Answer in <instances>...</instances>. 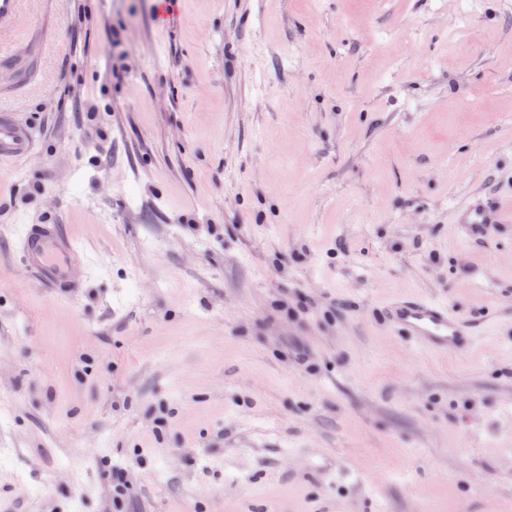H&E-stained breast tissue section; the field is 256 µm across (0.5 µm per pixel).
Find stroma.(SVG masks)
Masks as SVG:
<instances>
[{
    "label": "stroma",
    "mask_w": 512,
    "mask_h": 512,
    "mask_svg": "<svg viewBox=\"0 0 512 512\" xmlns=\"http://www.w3.org/2000/svg\"><path fill=\"white\" fill-rule=\"evenodd\" d=\"M1 90L10 512H512V0H44ZM34 147L30 129L19 122L12 108L0 103V164L29 155ZM506 223H512V203L507 212L499 203L476 199L453 211V224H458L470 237L481 236L489 224ZM19 250L38 277L52 288H73L71 272L80 261L75 240L59 224H32L19 238ZM384 310L395 328L424 347L461 352L473 343L469 322L451 313L445 304L404 299L386 304Z\"/></svg>",
    "instance_id": "stroma-1"
}]
</instances>
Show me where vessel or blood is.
Returning a JSON list of instances; mask_svg holds the SVG:
<instances>
[{"instance_id":"vessel-or-blood-1","label":"vessel or blood","mask_w":512,"mask_h":512,"mask_svg":"<svg viewBox=\"0 0 512 512\" xmlns=\"http://www.w3.org/2000/svg\"><path fill=\"white\" fill-rule=\"evenodd\" d=\"M40 7L41 0H0V66L15 63L27 22ZM33 147L30 129L15 118L12 108L0 103V162L29 155ZM453 221L469 236L478 237L488 225L512 223V211L476 199L456 208ZM18 246L28 266L44 283L63 290L71 288V272L80 260L79 251L73 237L60 225H29ZM385 314L399 331L436 351L461 352L473 343L469 322L444 304L397 300L386 304Z\"/></svg>"}]
</instances>
